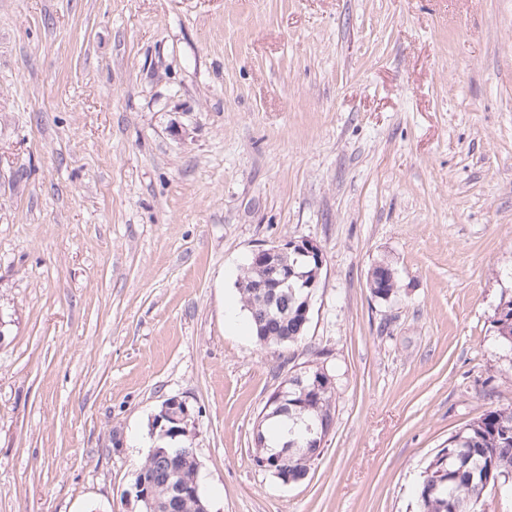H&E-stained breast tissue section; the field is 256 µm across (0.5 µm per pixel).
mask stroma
<instances>
[{
    "instance_id": "1",
    "label": "stroma",
    "mask_w": 512,
    "mask_h": 512,
    "mask_svg": "<svg viewBox=\"0 0 512 512\" xmlns=\"http://www.w3.org/2000/svg\"><path fill=\"white\" fill-rule=\"evenodd\" d=\"M302 238L305 344L259 350L226 306ZM509 299L512 0H0V512H142L173 396L209 512H415L512 405ZM316 352L335 425L286 485L255 428ZM395 272L390 266H383L379 274L376 277L370 276V280L368 282L369 288L371 290V294L378 299L386 300V297H392L396 293L397 285L395 280ZM388 280L387 284L384 286L381 285V281ZM500 313L495 312L494 323L502 346L512 348V300H506ZM181 406V411L179 413V418H175L173 417L174 421L177 422V423H181L183 424L184 426L181 427V428H178V430H176V437L175 439L174 438V435L173 434H170V432L165 436V437H162L160 435V429L158 430L157 432V441L158 442H162V441H170V442H176L177 440L181 439V437H179L180 435L179 434H184L186 436H189V434L191 433V429L190 427H192V423H193V415H192V412L191 410L189 409L187 403L181 399H178L177 397H171L168 399V402L165 403L162 407V412L160 413V415H157V420H156V429L159 428V426H161L162 424V421H163V416H169L170 415V410L172 408H177Z\"/></svg>"
}]
</instances>
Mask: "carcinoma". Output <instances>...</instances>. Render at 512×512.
<instances>
[{"mask_svg": "<svg viewBox=\"0 0 512 512\" xmlns=\"http://www.w3.org/2000/svg\"><path fill=\"white\" fill-rule=\"evenodd\" d=\"M261 271L247 267L238 281L244 310L248 314L257 345L262 348L297 347L306 337L308 325L298 305L291 303L276 322L257 323L260 317L257 284ZM497 336L501 345L512 348V300L495 314ZM336 414L334 385L317 393L290 392L287 412L262 420L259 433L264 440L268 473L288 475L291 482L305 478L319 458L320 438L306 432V424ZM170 470L160 472L145 461L137 478L146 486L157 508L165 510L177 487L186 483L192 462L176 457L170 446ZM448 469V480L440 482L435 474ZM492 470L490 483L512 488V407L490 408L477 420L448 437L447 444L427 462L416 494L417 512H482L488 484L482 481L485 470Z\"/></svg>", "mask_w": 512, "mask_h": 512, "instance_id": "cac0c4a2", "label": "carcinoma"}]
</instances>
